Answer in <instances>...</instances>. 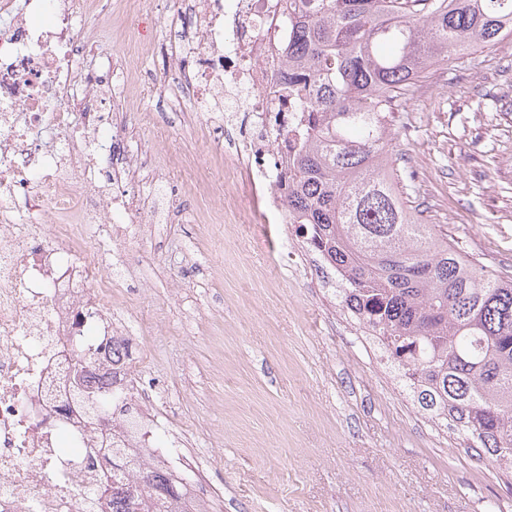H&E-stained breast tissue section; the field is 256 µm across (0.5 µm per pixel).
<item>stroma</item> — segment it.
I'll use <instances>...</instances> for the list:
<instances>
[{"mask_svg":"<svg viewBox=\"0 0 512 512\" xmlns=\"http://www.w3.org/2000/svg\"><path fill=\"white\" fill-rule=\"evenodd\" d=\"M100 52L133 73L168 60L135 42L98 0ZM135 133L191 218L119 244L135 277L132 313L148 345L142 380L169 426L190 429L222 512H512V485L439 435L426 410L342 315L337 278L282 255L290 224L236 226L230 159L199 123L157 111ZM393 155L413 175V204L488 270L512 273V38L435 66L394 118ZM203 170L205 191L186 174Z\"/></svg>","mask_w":512,"mask_h":512,"instance_id":"1","label":"stroma"}]
</instances>
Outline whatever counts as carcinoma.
I'll return each mask as SVG.
<instances>
[{
    "label": "carcinoma",
    "instance_id": "1",
    "mask_svg": "<svg viewBox=\"0 0 512 512\" xmlns=\"http://www.w3.org/2000/svg\"><path fill=\"white\" fill-rule=\"evenodd\" d=\"M289 95L305 113L288 180L297 231L340 276L423 406L448 407L465 451L512 480V276L464 255L408 206L393 168V115L439 62L512 36V0H300ZM90 420L112 403L72 393ZM151 496L181 499L139 468Z\"/></svg>",
    "mask_w": 512,
    "mask_h": 512
}]
</instances>
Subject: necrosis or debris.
<instances>
[{
  "mask_svg": "<svg viewBox=\"0 0 512 512\" xmlns=\"http://www.w3.org/2000/svg\"><path fill=\"white\" fill-rule=\"evenodd\" d=\"M290 0H171V79L141 74L147 96L212 125L244 116L233 176L250 216L289 223L298 134L285 98ZM92 0H0V512H112L107 437L139 464L177 469L183 435L153 440L168 419L138 381L145 355L114 312L112 244L182 216L164 205L167 174L134 149L121 56L93 55ZM129 215L113 223L112 212ZM86 382L126 419L89 424L66 381L74 353Z\"/></svg>",
  "mask_w": 512,
  "mask_h": 512,
  "instance_id": "4bbe7bcc",
  "label": "necrosis or debris"
}]
</instances>
